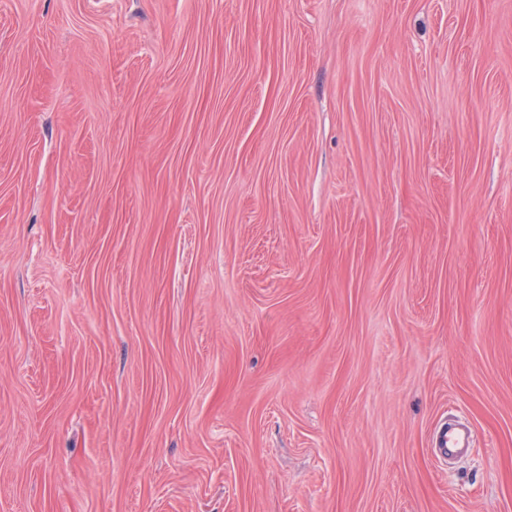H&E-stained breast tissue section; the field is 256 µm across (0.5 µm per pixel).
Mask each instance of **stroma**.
<instances>
[{"label": "stroma", "instance_id": "1", "mask_svg": "<svg viewBox=\"0 0 512 512\" xmlns=\"http://www.w3.org/2000/svg\"><path fill=\"white\" fill-rule=\"evenodd\" d=\"M0 512H512V0H0Z\"/></svg>", "mask_w": 512, "mask_h": 512}]
</instances>
